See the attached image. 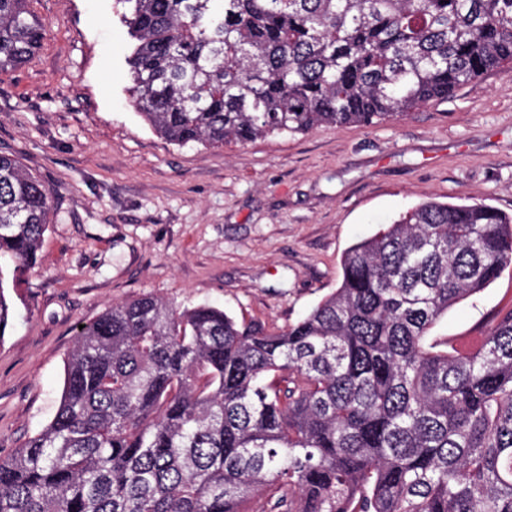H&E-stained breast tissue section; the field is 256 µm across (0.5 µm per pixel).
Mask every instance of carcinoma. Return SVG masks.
<instances>
[{"label":"carcinoma","instance_id":"obj_1","mask_svg":"<svg viewBox=\"0 0 512 512\" xmlns=\"http://www.w3.org/2000/svg\"><path fill=\"white\" fill-rule=\"evenodd\" d=\"M142 119L184 146L378 124L512 69V0H118ZM45 25L0 0V72ZM50 191L0 155L5 282ZM512 266V216L422 202L342 257L285 329L145 295L83 325L52 421L0 458V512H512V308L429 331Z\"/></svg>","mask_w":512,"mask_h":512}]
</instances>
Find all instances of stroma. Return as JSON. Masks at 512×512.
I'll return each mask as SVG.
<instances>
[{
    "instance_id": "obj_1",
    "label": "stroma",
    "mask_w": 512,
    "mask_h": 512,
    "mask_svg": "<svg viewBox=\"0 0 512 512\" xmlns=\"http://www.w3.org/2000/svg\"><path fill=\"white\" fill-rule=\"evenodd\" d=\"M42 46L0 73V155L48 187L34 266L5 293L0 456L54 416L80 325L151 295L283 329L341 279L355 242L435 198L512 215V70L371 126H322L221 147L156 135L126 91L117 0H29ZM512 307V266L435 329L457 344Z\"/></svg>"
}]
</instances>
